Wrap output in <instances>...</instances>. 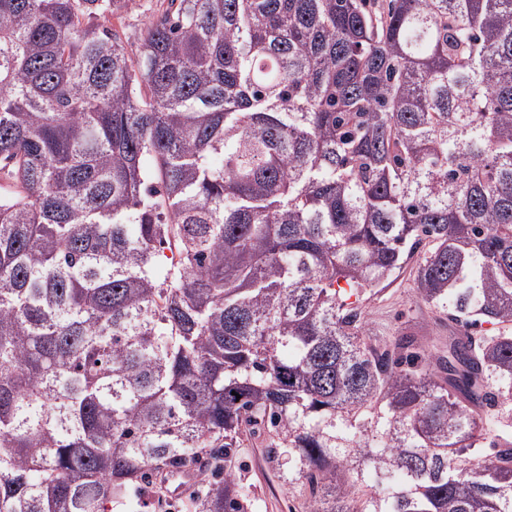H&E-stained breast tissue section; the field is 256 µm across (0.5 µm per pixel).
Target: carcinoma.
<instances>
[{
  "label": "carcinoma",
  "instance_id": "obj_1",
  "mask_svg": "<svg viewBox=\"0 0 512 512\" xmlns=\"http://www.w3.org/2000/svg\"><path fill=\"white\" fill-rule=\"evenodd\" d=\"M128 5L0 0V512H246L245 435L309 512H512V0ZM424 242L464 332L371 342ZM160 8L157 0H133L126 12L109 19L107 25L119 30L128 54L133 56L145 32V22ZM191 470L196 474V480L193 484L192 475L185 470L175 471L167 476V483H170L175 495L182 493L190 486L182 495L173 497V494H170V487L164 484L162 474L151 473L141 483V485L150 484L146 491L140 495V487L136 490L131 487L127 491V500L139 498L141 503L140 512H194L193 501L197 494L204 490L203 485L208 481L214 482L219 477L212 476L210 469L207 467L197 466ZM200 473L202 475H199ZM202 479L206 480L203 485ZM169 509L171 511H168Z\"/></svg>",
  "mask_w": 512,
  "mask_h": 512
}]
</instances>
